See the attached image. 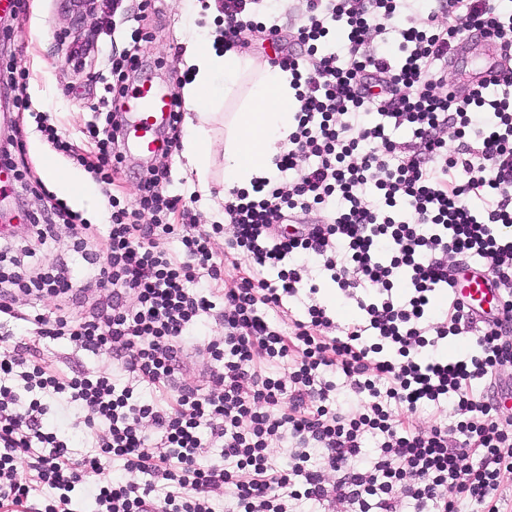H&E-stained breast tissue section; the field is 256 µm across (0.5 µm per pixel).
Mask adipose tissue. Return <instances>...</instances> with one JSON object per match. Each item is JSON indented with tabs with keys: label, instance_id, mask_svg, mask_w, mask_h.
Segmentation results:
<instances>
[{
	"label": "adipose tissue",
	"instance_id": "1",
	"mask_svg": "<svg viewBox=\"0 0 512 512\" xmlns=\"http://www.w3.org/2000/svg\"><path fill=\"white\" fill-rule=\"evenodd\" d=\"M191 79L183 94L191 111L184 151L200 185H207L212 162V125L216 98L241 96L237 111L225 113L224 185L250 187L269 176L294 125L298 102L291 76L279 67L259 63L234 52L219 51L207 43H192L186 54Z\"/></svg>",
	"mask_w": 512,
	"mask_h": 512
}]
</instances>
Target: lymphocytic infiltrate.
<instances>
[{
    "mask_svg": "<svg viewBox=\"0 0 512 512\" xmlns=\"http://www.w3.org/2000/svg\"><path fill=\"white\" fill-rule=\"evenodd\" d=\"M256 0H224V47L243 50L253 34L277 39V24L252 18ZM298 26L301 53L279 61L292 74L299 103L288 148L272 161L276 177L224 199L232 234L223 253L211 239L221 225L181 233L168 223L179 197L164 194L168 170H150L131 203L110 198L109 261L87 251L96 234L84 225L72 249L87 264L86 283L111 291L112 301L77 320L47 319L45 296L75 298L72 281L54 263L38 271L0 274V315H12L13 294L32 303L34 342L14 341L0 322V512H74L72 493L112 463L145 475L143 486L113 480L94 486L97 512H292L293 501L340 499L359 512H505L498 494L512 473V422L477 396L475 381L512 366V58L501 76L452 92L448 64L460 40L481 31L512 50V16L491 0H443L421 14V0H305ZM401 20L400 38L381 41ZM342 49L320 50L331 28ZM123 118L90 128L98 149L86 161L44 116L36 130L55 152L110 183L123 155ZM409 129L398 142L389 129ZM458 146L448 151L444 130ZM296 177L282 184L279 176ZM331 208L328 223L279 234L295 210ZM149 212L152 223L140 221ZM225 223V224H226ZM179 239L171 251L169 239ZM461 268L489 264L503 299L492 326L475 327L459 299L437 308L435 294L452 288ZM321 260L363 316L334 335L319 304L293 333L270 316L304 285V268L288 258ZM244 268L235 287H202L224 266ZM403 295H395L397 283ZM137 303L121 306L123 293ZM220 310L221 338L209 341L210 394L186 382L177 346L211 310ZM475 332L476 346L458 357L441 354L448 336ZM70 339L93 354L118 353L122 369L156 395L139 399L107 376H71L42 360L40 347ZM286 365L287 376L275 368ZM342 374L354 399L336 403L330 374ZM54 400L86 412L96 454L74 458L45 431ZM425 404L445 405L454 426L417 429L411 417ZM458 435L449 447V435ZM220 455L201 466L203 442ZM286 448L276 469L270 452ZM335 472L325 483L308 468L310 450Z\"/></svg>",
    "mask_w": 512,
    "mask_h": 512,
    "instance_id": "lymphocytic-infiltrate-1",
    "label": "lymphocytic infiltrate"
}]
</instances>
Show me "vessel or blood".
<instances>
[{"instance_id": "b4317fda", "label": "vessel or blood", "mask_w": 512, "mask_h": 512, "mask_svg": "<svg viewBox=\"0 0 512 512\" xmlns=\"http://www.w3.org/2000/svg\"><path fill=\"white\" fill-rule=\"evenodd\" d=\"M127 139L130 148L139 153L152 155L162 149L159 132L168 123L173 111V95L143 81L125 100ZM453 291L471 311L483 320H491L502 298L492 277L482 271H468L456 277Z\"/></svg>"}]
</instances>
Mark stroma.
Here are the masks:
<instances>
[{
    "mask_svg": "<svg viewBox=\"0 0 512 512\" xmlns=\"http://www.w3.org/2000/svg\"><path fill=\"white\" fill-rule=\"evenodd\" d=\"M207 0H157L155 6H144L142 0H104L100 10L85 16L79 26L72 27L64 19L63 0H17L13 17L0 27V69L11 68L28 73L25 89L0 87V137L7 139V166L17 167L21 181L11 182L6 189V200L14 210L10 237L18 246L29 249V264L43 260L44 254L32 234V222L41 218L40 195L58 197L55 185L41 173L43 159L50 149L34 134L33 115L45 113L66 137L77 143L84 154H91L94 147L85 137L84 130L90 121L104 118L109 104L104 103L103 86L99 76L109 74L113 59L122 55L136 58L137 69L125 71L123 84L126 89L137 87L145 75L174 92H181L183 83L189 82L190 71L185 64L188 37L207 40L222 36L224 19L197 17V5ZM303 0H292L289 7L278 13L280 40L273 43L253 38L248 56L262 62H271L281 52L296 50L295 32L297 19L304 11ZM138 32V39H131V32ZM88 43L94 55L87 68H73L69 56L73 41ZM25 95L31 101L29 110L18 109L17 96ZM55 164L64 170L74 184L93 188L97 206L79 209L83 223L104 224L109 217L107 198L116 195L132 201L138 195V185L147 166L168 168L172 178L166 184L168 194L181 196L191 211L195 224L202 229L223 223L224 185L220 166H213L209 176L208 192H201L197 178L183 157L181 150L156 153L142 157L128 150L124 161L114 176L112 184L96 183L83 167L63 157H56ZM309 278L316 284V296L300 291L284 302L287 315L278 318L281 329L289 331L294 320L306 317L310 302L327 304V288L333 281L322 265H311ZM224 330L214 317H205L190 343L186 346V359L181 362L183 373L192 385L212 390L209 378V358L206 344L222 336ZM43 357L49 364L70 375L121 376V362L111 354L95 355L68 340L47 344ZM46 431L67 438L76 456H83L91 446L89 429L84 415L65 402L52 403L43 419Z\"/></svg>",
    "mask_w": 512,
    "mask_h": 512,
    "instance_id": "1",
    "label": "stroma"
}]
</instances>
